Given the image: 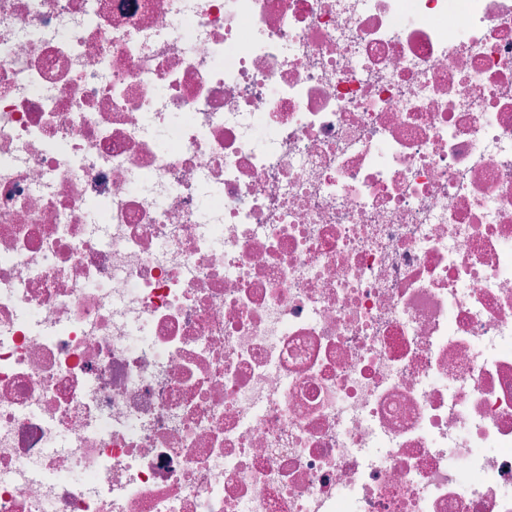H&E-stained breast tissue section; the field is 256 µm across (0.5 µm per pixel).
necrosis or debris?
Masks as SVG:
<instances>
[{
	"instance_id": "obj_1",
	"label": "necrosis or debris",
	"mask_w": 512,
	"mask_h": 512,
	"mask_svg": "<svg viewBox=\"0 0 512 512\" xmlns=\"http://www.w3.org/2000/svg\"><path fill=\"white\" fill-rule=\"evenodd\" d=\"M0 512H512V0H0Z\"/></svg>"
}]
</instances>
